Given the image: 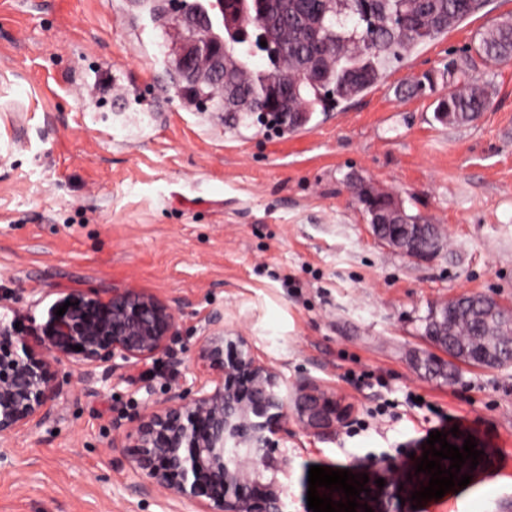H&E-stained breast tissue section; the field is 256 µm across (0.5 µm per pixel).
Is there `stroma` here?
<instances>
[{
	"instance_id": "35a3bbf8",
	"label": "stroma",
	"mask_w": 512,
	"mask_h": 512,
	"mask_svg": "<svg viewBox=\"0 0 512 512\" xmlns=\"http://www.w3.org/2000/svg\"><path fill=\"white\" fill-rule=\"evenodd\" d=\"M507 17L512 0H482L381 83L276 132L181 100L175 33L150 0H0V321L37 349L71 297L136 290L171 306L180 334L170 353L96 367L93 384L60 358L50 421L0 442V512H165L131 494L141 473L112 442L147 395L189 377L215 313L289 386L348 411L322 435L285 418L288 512H309L313 465L383 479L373 512H512V365L450 360L424 334L462 293L512 306V63L477 64L490 104L475 122L434 114L448 60ZM426 73L433 92L408 96ZM354 178L438 225L442 249L415 259L381 244ZM439 409L492 463L414 509Z\"/></svg>"
}]
</instances>
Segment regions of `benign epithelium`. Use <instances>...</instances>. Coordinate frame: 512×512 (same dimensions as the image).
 I'll use <instances>...</instances> for the list:
<instances>
[{
    "label": "benign epithelium",
    "mask_w": 512,
    "mask_h": 512,
    "mask_svg": "<svg viewBox=\"0 0 512 512\" xmlns=\"http://www.w3.org/2000/svg\"><path fill=\"white\" fill-rule=\"evenodd\" d=\"M187 35L176 48L188 69H207L224 90V39L202 13L179 11ZM378 241L413 258L431 251L412 240L411 225H395ZM54 318L43 350L35 352L0 324V439L50 421L59 395L54 362L71 358L81 368H114L145 362L169 349L177 333L174 310L134 291L78 295ZM82 350H74L75 346ZM190 387L162 400L147 398L116 449L141 472L133 491L160 495L170 512H284L276 474L287 459L277 458L282 425L293 402L305 427L323 432L345 417L336 400L304 384L288 391L281 371L260 361L248 340L224 329L216 313L200 337Z\"/></svg>",
    "instance_id": "1"
}]
</instances>
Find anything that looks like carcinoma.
Returning a JSON list of instances; mask_svg holds the SVG:
<instances>
[{
    "instance_id": "carcinoma-1",
    "label": "carcinoma",
    "mask_w": 512,
    "mask_h": 512,
    "mask_svg": "<svg viewBox=\"0 0 512 512\" xmlns=\"http://www.w3.org/2000/svg\"><path fill=\"white\" fill-rule=\"evenodd\" d=\"M238 4L240 23L257 34L252 40L230 33L224 42V83L235 101L229 102L206 72L186 70L177 62L179 91L202 107L217 98L224 113L255 115L265 126L291 131L305 128L317 107L337 105L377 85L390 60L400 61L418 45L448 33L478 7L475 0H329L321 20L295 0H272L260 12L252 0H224L226 9ZM257 50L267 59L261 71L249 69L246 62ZM477 53L485 63L511 62L512 19L487 30ZM471 67L467 62L457 68L458 80L435 108L439 122L469 123L489 105L487 87L470 74ZM277 87L288 92V102L269 108L266 103ZM351 186L369 223L380 220L387 209L397 224L420 223L373 184L360 180ZM491 303L483 295L454 297L429 314L425 334L454 357L465 353L473 365L506 367L512 362V309Z\"/></svg>"
}]
</instances>
